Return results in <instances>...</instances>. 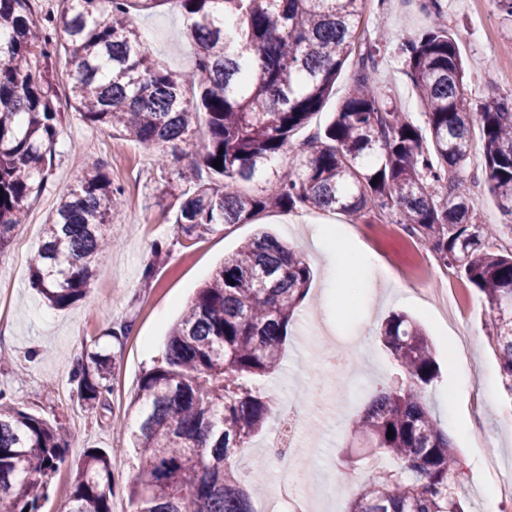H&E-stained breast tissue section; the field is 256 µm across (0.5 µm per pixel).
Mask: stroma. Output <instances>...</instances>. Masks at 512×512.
<instances>
[{
    "label": "stroma",
    "mask_w": 512,
    "mask_h": 512,
    "mask_svg": "<svg viewBox=\"0 0 512 512\" xmlns=\"http://www.w3.org/2000/svg\"><path fill=\"white\" fill-rule=\"evenodd\" d=\"M423 2L365 0L360 22L361 27L377 26L386 33L377 85L420 126L425 123L423 108L403 73L397 46L428 25ZM439 4L444 23L458 36L466 97L477 105L506 93L498 75L512 70V21L494 0ZM134 23L155 58L172 70L193 71L192 42L176 9L164 6L138 14ZM70 69L65 46H57L52 71L62 121L51 174L31 200L26 223L16 228L10 246L0 255V313L10 323L9 331L0 335V388L19 409L59 421L73 432L67 462L56 473L41 512H57L70 483L69 464L90 445L113 451L117 488L112 512H129L123 487L134 460L122 449L135 424L129 403L138 381L163 357L169 329L197 288L262 224L305 259L312 273L308 294L288 327L280 365L261 380L264 390L291 408L297 420L294 467L310 475L298 496L310 497L316 488L317 512H348L369 468L366 444L352 434L351 424L371 396L395 377V365L377 332L389 314L403 311L422 326L436 350L439 375L425 399L464 462L465 506L468 512H487L488 489L512 479V394L502 384L485 335L487 314L480 293L466 287L459 274L442 279V265L434 253L409 236L403 225H393V240L382 243L372 225L342 212L268 210L254 222L217 228L185 246L163 188L165 181H177L188 172L204 132H197L182 158L158 167L157 148L90 125L73 110L68 99ZM93 162L110 173L124 197L123 206L112 214L118 243L100 257L96 285L105 294L53 308L30 285L31 263L59 191ZM327 222L343 229L345 249H362L373 261L372 274L357 288L346 291L332 285L337 270L315 244L317 227ZM156 243L163 245L164 253L153 279L147 281L143 267ZM425 277L434 289H463L466 306L453 315L443 301L428 300L417 285ZM124 323L130 326L128 335L104 336V329ZM94 350L110 353L113 360V392L106 408L96 413L84 411L67 388L76 359ZM464 371L472 374V386L459 384ZM264 441V436H257L239 456L243 469L264 475L251 491L252 506L255 512H293L292 501L282 500L280 493L286 471L267 465ZM346 460L355 465L356 475L343 484L339 473Z\"/></svg>",
    "instance_id": "obj_1"
}]
</instances>
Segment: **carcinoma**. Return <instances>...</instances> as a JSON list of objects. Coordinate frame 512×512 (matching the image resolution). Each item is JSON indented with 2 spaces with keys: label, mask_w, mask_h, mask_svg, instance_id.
<instances>
[{
  "label": "carcinoma",
  "mask_w": 512,
  "mask_h": 512,
  "mask_svg": "<svg viewBox=\"0 0 512 512\" xmlns=\"http://www.w3.org/2000/svg\"><path fill=\"white\" fill-rule=\"evenodd\" d=\"M363 2L59 0L57 12L40 21L30 0H0V254L48 177L62 119L50 60L61 39L74 110L94 126L163 150L159 167L165 150L182 151L205 121L186 188L167 192L185 239L248 224L274 208L339 211L367 223L388 214L480 292L490 317L486 335L512 393V247L497 244L512 236V92L472 106L457 35L435 22L399 47L424 109L425 125L417 126L378 90L384 36L358 33ZM163 5L189 24L190 74L157 61L134 25L133 12ZM227 15L236 16L231 30ZM354 54L356 75L330 122L295 145L288 169L267 174L323 108ZM476 122L481 181L505 217L494 226L471 217ZM259 179L257 194L235 187ZM122 197L95 163L59 192L30 270L31 287L51 305L65 308L91 291L99 256L118 239L112 209ZM310 280L304 260L262 231L198 289L131 402V512H253L246 484L260 475L240 470L236 458L276 413L254 381L278 365ZM380 336L400 380L372 398L353 430L392 465L367 473L349 512H464L462 460L422 397L438 373L428 336L402 313L389 317ZM72 386L87 409L106 405L110 354H88ZM70 436L64 424L18 409L0 390V502L11 512H39ZM113 495L110 455L88 448L72 463L59 512H112Z\"/></svg>",
  "instance_id": "obj_1"
}]
</instances>
